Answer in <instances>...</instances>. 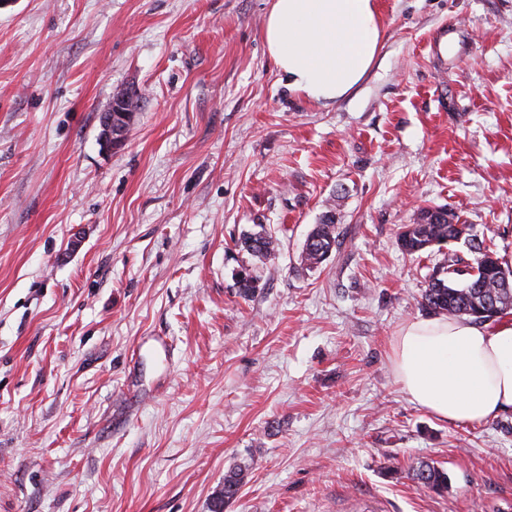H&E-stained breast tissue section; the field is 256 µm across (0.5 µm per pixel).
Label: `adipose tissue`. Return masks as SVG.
Returning a JSON list of instances; mask_svg holds the SVG:
<instances>
[{
  "label": "adipose tissue",
  "instance_id": "adipose-tissue-1",
  "mask_svg": "<svg viewBox=\"0 0 512 512\" xmlns=\"http://www.w3.org/2000/svg\"><path fill=\"white\" fill-rule=\"evenodd\" d=\"M382 37L376 0H272L263 39L289 88L326 103L353 90ZM391 365L409 401L436 418L482 423L512 411V319L475 326L436 316L406 323Z\"/></svg>",
  "mask_w": 512,
  "mask_h": 512
}]
</instances>
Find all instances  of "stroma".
<instances>
[{"label": "stroma", "mask_w": 512, "mask_h": 512, "mask_svg": "<svg viewBox=\"0 0 512 512\" xmlns=\"http://www.w3.org/2000/svg\"><path fill=\"white\" fill-rule=\"evenodd\" d=\"M270 5L0 8V512H211L239 465L224 512H512V413L439 420L390 362L433 270L473 259L403 254L422 209L512 269V0H377V62L328 105L269 58ZM122 87L143 98L109 150ZM261 228L263 262L238 245ZM133 100V92L128 91L124 94L123 103L120 106L111 101L100 113V127L104 131L102 144L105 148L112 149L121 146L127 140L130 129L127 125L117 120L119 116L116 113L131 112L128 106ZM337 224L332 214L325 215L320 224H316L308 236L303 258L309 265H318L325 261L337 244ZM408 477L417 485L444 492L448 489V473L445 469L428 462H420L408 471ZM244 472L242 467H238L224 475V488L213 500L212 512H224V505L236 498L243 484Z\"/></svg>", "instance_id": "stroma-1"}]
</instances>
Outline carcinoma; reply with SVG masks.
Here are the masks:
<instances>
[{"label": "carcinoma", "mask_w": 512, "mask_h": 512, "mask_svg": "<svg viewBox=\"0 0 512 512\" xmlns=\"http://www.w3.org/2000/svg\"><path fill=\"white\" fill-rule=\"evenodd\" d=\"M337 224L333 215H326L308 236L303 258L314 266L325 261L337 244ZM462 240L475 255V266L458 268L461 259L448 258V266L436 270L420 293L421 306L450 317L468 316L484 323L512 309V271L504 269L494 251L471 233V226L460 222L454 212L441 207L425 209L418 221L400 232L398 246L408 255H422L434 245ZM241 246L251 255L266 259L275 254L278 243L272 236L255 231L243 236ZM466 276L458 285L453 276ZM417 485L444 492L448 489V473L428 462H421L408 471ZM244 480V469L238 467L224 475V488L213 500L212 512H224V505L238 495Z\"/></svg>", "instance_id": "obj_1"}]
</instances>
